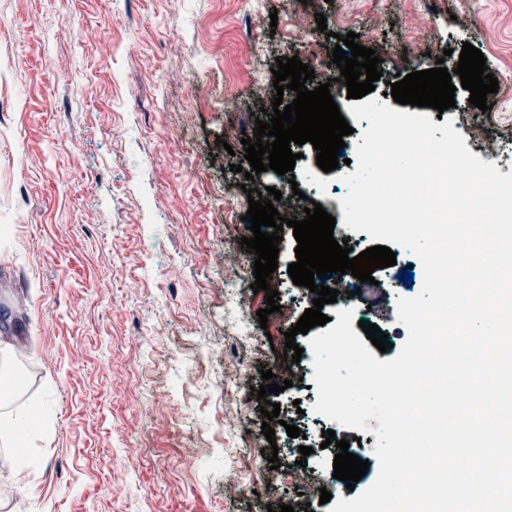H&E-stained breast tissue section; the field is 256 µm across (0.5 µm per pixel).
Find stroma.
Here are the masks:
<instances>
[{"instance_id":"stroma-1","label":"stroma","mask_w":512,"mask_h":512,"mask_svg":"<svg viewBox=\"0 0 512 512\" xmlns=\"http://www.w3.org/2000/svg\"><path fill=\"white\" fill-rule=\"evenodd\" d=\"M351 31L380 58L373 96L386 104L397 75L452 69L455 107L424 113L457 130L478 112L455 73L463 44L512 74V0H0V337L26 379L4 408L36 435L0 445V512H329L288 478L304 444L311 484L326 486L328 429L360 437L370 463L343 499L374 482L376 420L339 429L302 383L271 395L277 420L260 412V370L283 366L284 333L311 306L287 273L292 228L272 275L280 299L297 300L289 315L260 324V293L239 312L253 265L225 257L249 233L225 215L249 207L241 140L275 95L294 99L273 86L277 60L325 70ZM293 173L259 179L341 212L312 156ZM395 253L374 274L390 287L385 361L407 338L396 300L424 281L415 255Z\"/></svg>"}]
</instances>
